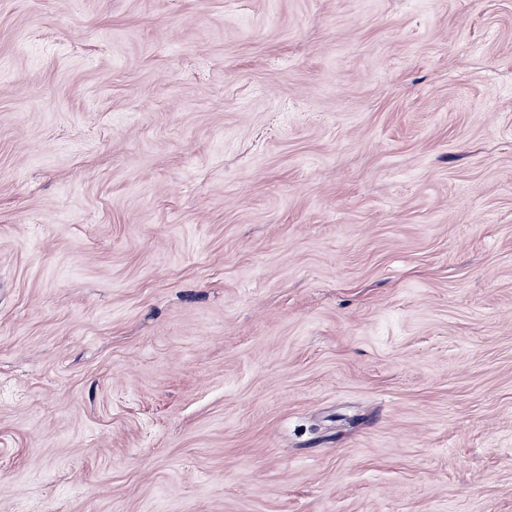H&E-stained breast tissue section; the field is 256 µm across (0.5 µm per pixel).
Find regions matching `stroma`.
Listing matches in <instances>:
<instances>
[{
    "instance_id": "stroma-1",
    "label": "stroma",
    "mask_w": 512,
    "mask_h": 512,
    "mask_svg": "<svg viewBox=\"0 0 512 512\" xmlns=\"http://www.w3.org/2000/svg\"><path fill=\"white\" fill-rule=\"evenodd\" d=\"M0 512H512V0H0Z\"/></svg>"
}]
</instances>
